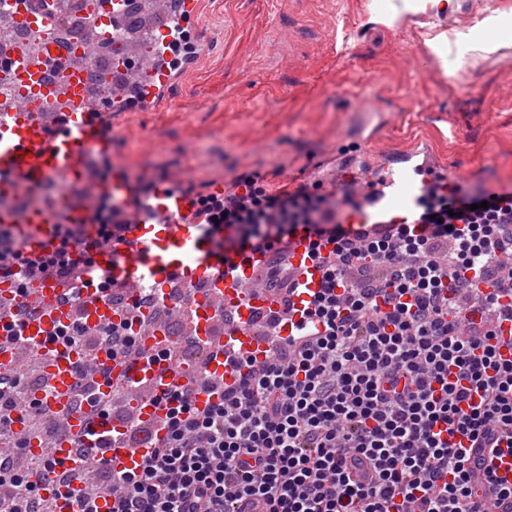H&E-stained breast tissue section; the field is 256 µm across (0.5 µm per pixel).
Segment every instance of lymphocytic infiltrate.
<instances>
[{
	"instance_id": "f902f5d3",
	"label": "lymphocytic infiltrate",
	"mask_w": 512,
	"mask_h": 512,
	"mask_svg": "<svg viewBox=\"0 0 512 512\" xmlns=\"http://www.w3.org/2000/svg\"><path fill=\"white\" fill-rule=\"evenodd\" d=\"M199 198L205 228L224 224L222 244L272 249L304 231L323 272L309 317L321 335L276 345L240 384L200 410L173 390L165 436L140 471L103 469L110 512H492L512 499V480L476 482L467 436L497 457L512 456V362L491 345L496 326L454 306L478 283L496 288L497 312L512 282V188L472 193L438 178L415 203V226L386 211L379 238L350 239L304 191ZM475 273L452 284L448 270ZM381 270L355 282L352 273ZM53 465L0 451V512H43L33 474Z\"/></svg>"
}]
</instances>
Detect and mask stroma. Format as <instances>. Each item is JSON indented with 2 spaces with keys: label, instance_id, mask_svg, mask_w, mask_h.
Masks as SVG:
<instances>
[{
  "label": "stroma",
  "instance_id": "1",
  "mask_svg": "<svg viewBox=\"0 0 512 512\" xmlns=\"http://www.w3.org/2000/svg\"><path fill=\"white\" fill-rule=\"evenodd\" d=\"M377 3L200 0L208 49L153 111L113 113V168L143 184L183 176L194 195L248 177L292 193L348 169L381 175L420 145L470 189L512 186V47L457 52L445 71L428 48L441 26L415 19L429 0H411L395 29Z\"/></svg>",
  "mask_w": 512,
  "mask_h": 512
}]
</instances>
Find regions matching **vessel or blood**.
Segmentation results:
<instances>
[{
  "instance_id": "b4317fda",
  "label": "vessel or blood",
  "mask_w": 512,
  "mask_h": 512,
  "mask_svg": "<svg viewBox=\"0 0 512 512\" xmlns=\"http://www.w3.org/2000/svg\"><path fill=\"white\" fill-rule=\"evenodd\" d=\"M61 2L30 0L23 7L19 0H0V14L29 34L22 42H0V65H7L13 76L11 101L0 107V226L14 231L22 255L10 272H0V300L10 303L16 317L12 323L21 331L20 343L0 345V370L16 367L21 350L29 349L39 358L46 383L33 398L62 423L52 435L29 437V455H45L58 467L81 471L87 466L86 450L98 448L113 470L128 471L142 463L148 431L161 426L169 409L170 390H192L195 406L202 409L212 403L202 379L229 386L246 369L226 364L220 356L185 360L174 350V335L146 312L144 329L136 338L138 359L107 353L98 359L108 374L97 377L95 390L108 395L115 384L128 386L122 410L105 419L91 418L75 406L76 367L83 361V351L63 349L56 341L59 330L77 320L88 334H97L126 313L113 301V294L132 298L148 292L162 301L175 280L184 291L182 308L189 335L210 346L237 349L244 359L261 361L265 347L256 341L255 312L278 317L275 335L291 336L303 326L300 311L319 291L321 273L308 256L310 241L305 234L299 231L289 237L288 261L304 290L292 298L294 313H285L281 297L260 284L267 251L248 249L217 256L215 241L223 237V230L200 232L189 219L187 200L162 192L145 198L120 176L97 185L96 191L121 213L125 236L136 243L131 252L103 243L95 202L71 209L35 204L23 213L9 207L18 192L38 190L50 177L82 176L92 156L112 147L113 133L99 118L114 112L123 98L117 93L110 101L87 105L82 79L87 59L61 52L56 41ZM118 14L113 0H99L88 12V40L111 39L120 60L132 61L133 72H149L151 80L133 106L134 111L149 112L169 95L177 72L168 65L145 69L115 26ZM386 172L380 186L382 200L398 209L405 222H412L414 202L425 187L413 160L406 154L392 157ZM64 224L81 226L78 242L63 245ZM58 254L76 265L78 279L28 275L25 259ZM42 489L56 512H78L82 486L69 485L63 496L56 494L54 483H45Z\"/></svg>"
}]
</instances>
